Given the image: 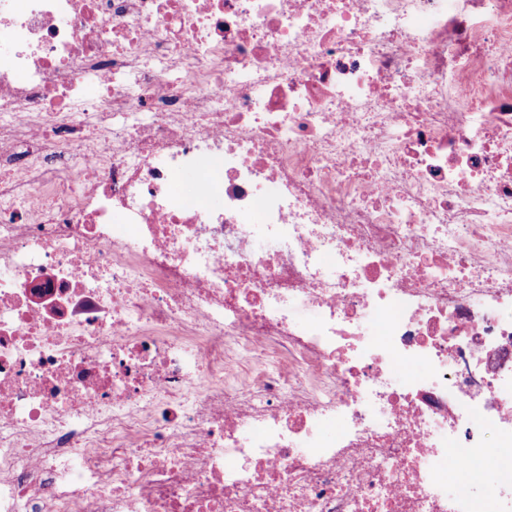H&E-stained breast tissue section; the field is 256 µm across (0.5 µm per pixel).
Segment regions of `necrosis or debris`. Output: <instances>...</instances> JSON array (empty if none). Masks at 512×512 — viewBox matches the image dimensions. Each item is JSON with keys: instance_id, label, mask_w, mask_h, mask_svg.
<instances>
[{"instance_id": "obj_1", "label": "necrosis or debris", "mask_w": 512, "mask_h": 512, "mask_svg": "<svg viewBox=\"0 0 512 512\" xmlns=\"http://www.w3.org/2000/svg\"><path fill=\"white\" fill-rule=\"evenodd\" d=\"M0 512H512V0H0Z\"/></svg>"}]
</instances>
